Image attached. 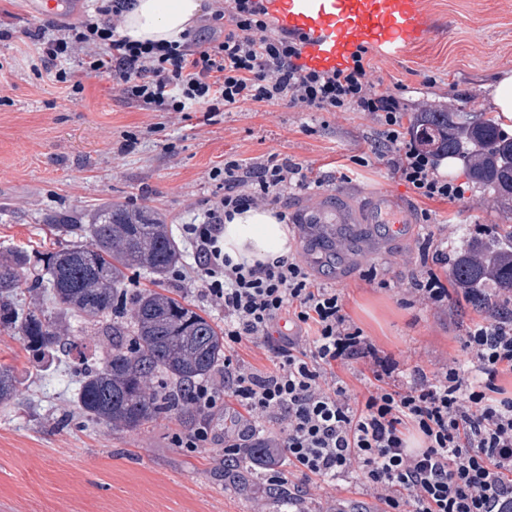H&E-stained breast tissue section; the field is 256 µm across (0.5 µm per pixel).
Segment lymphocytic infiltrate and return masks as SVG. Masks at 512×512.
I'll use <instances>...</instances> for the list:
<instances>
[{"label":"lymphocytic infiltrate","instance_id":"1","mask_svg":"<svg viewBox=\"0 0 512 512\" xmlns=\"http://www.w3.org/2000/svg\"><path fill=\"white\" fill-rule=\"evenodd\" d=\"M127 7L128 0H101L80 24L32 32L40 61L57 68L56 82L81 93L58 66L77 53L85 73L107 74L128 99L159 112L275 103L302 112H359L381 134L359 165L377 159L424 199L464 197L462 185L438 176L432 156L409 139L399 99L375 91L363 55L343 70H301L302 37L274 32L262 0H224L214 18L228 26L202 46L121 37L115 20ZM212 177L223 196L202 223L182 230L198 281L224 311L225 346L268 341L284 318L292 332L281 337L271 369L225 356L223 382L198 384L194 403L211 410L221 396L234 397L243 408L234 421L241 441L258 432L261 420L278 424L277 445L304 477L332 482L355 474L367 486L399 489L386 497L387 512H512V395L497 383L512 374V317L472 323L467 361L453 360L431 377L413 367L410 382L397 385L395 363L346 316L340 291L315 282L304 261L247 267L224 254L225 220L243 206L306 189L302 166L274 154L256 166L228 157ZM358 359L372 362L376 379L361 399L335 373ZM413 436L421 448L408 447Z\"/></svg>","mask_w":512,"mask_h":512}]
</instances>
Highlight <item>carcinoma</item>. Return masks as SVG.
<instances>
[{"mask_svg": "<svg viewBox=\"0 0 512 512\" xmlns=\"http://www.w3.org/2000/svg\"><path fill=\"white\" fill-rule=\"evenodd\" d=\"M410 131L442 157L463 161L473 185L494 198L512 197V134L485 113L433 109L415 112ZM55 230L75 237L69 247L33 257L23 251L0 253V327L16 331L36 363L78 348L68 320L103 325L111 343L100 360L84 363L76 403L81 413L126 431L171 415L205 417L190 402L197 382L224 362V336L189 305L156 290L132 292L129 270H144L164 280L182 258L181 249L160 212L105 203L84 224L55 214L46 218ZM462 245H448L453 288H468V303L497 312L501 295L512 294V225L497 226L486 242L458 226ZM50 296L55 316L19 305L22 293ZM21 379L11 365L0 364V405L14 404ZM280 448L257 445L224 459L228 473L247 494L263 469L281 455ZM269 493L281 508L303 512V502L278 485Z\"/></svg>", "mask_w": 512, "mask_h": 512, "instance_id": "obj_1", "label": "carcinoma"}]
</instances>
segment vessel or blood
Here are the masks:
<instances>
[{
    "instance_id": "1",
    "label": "vessel or blood",
    "mask_w": 512,
    "mask_h": 512,
    "mask_svg": "<svg viewBox=\"0 0 512 512\" xmlns=\"http://www.w3.org/2000/svg\"><path fill=\"white\" fill-rule=\"evenodd\" d=\"M277 30L306 36L297 61L304 70L332 71L350 65L359 49L390 58L404 55L433 32L424 0H265ZM30 10L55 18L77 14V0H31ZM364 223H408L389 193L378 195Z\"/></svg>"
}]
</instances>
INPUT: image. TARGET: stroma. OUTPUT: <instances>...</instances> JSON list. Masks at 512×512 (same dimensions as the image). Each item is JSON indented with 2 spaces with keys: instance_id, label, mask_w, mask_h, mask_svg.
I'll use <instances>...</instances> for the list:
<instances>
[{
  "instance_id": "stroma-1",
  "label": "stroma",
  "mask_w": 512,
  "mask_h": 512,
  "mask_svg": "<svg viewBox=\"0 0 512 512\" xmlns=\"http://www.w3.org/2000/svg\"><path fill=\"white\" fill-rule=\"evenodd\" d=\"M425 2L435 24L428 39L398 59L368 51L375 90L395 94L409 113L437 105L492 112L489 84L512 74V0ZM49 22L29 13L27 0H0V252L66 247L71 237L51 233L46 216L81 218L106 202L158 209L180 235L222 194L213 168L228 157L253 165L272 153L301 164L311 181L275 205L293 218L299 241L336 192L358 216L386 190L411 215L428 211L435 225H512V199L479 192L462 162L448 174L465 189L456 202L419 198L384 166L356 165L378 127L355 112L334 116L283 104L156 112L124 98L108 75H86L75 58L66 68L84 90L69 95L46 70L32 68L29 34ZM364 235L375 240L373 251L360 254L350 235L339 234L335 258L310 264L313 278L339 289L350 319L400 364V381L410 379L405 360L432 374L464 359L475 311L465 303L435 309L411 290L423 270V226L388 231L369 224ZM0 363L13 365L22 381L16 404L0 407V512H276L263 490L243 494L224 477V414L236 411L234 401L202 420L174 416L118 430L78 414L77 355L36 371L20 337L0 329ZM200 428L208 438L199 447L178 446L177 437ZM288 486L305 512L385 508L384 490L353 477L332 486L293 472Z\"/></svg>"
}]
</instances>
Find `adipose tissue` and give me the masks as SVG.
Returning <instances> with one entry per match:
<instances>
[{
  "label": "adipose tissue",
  "mask_w": 512,
  "mask_h": 512,
  "mask_svg": "<svg viewBox=\"0 0 512 512\" xmlns=\"http://www.w3.org/2000/svg\"><path fill=\"white\" fill-rule=\"evenodd\" d=\"M202 0H133L124 12L119 33L132 41L170 42L184 40L200 15ZM224 252L233 261L275 264L292 255L295 239L275 211L247 207L225 222L221 234Z\"/></svg>",
  "instance_id": "obj_1"
}]
</instances>
